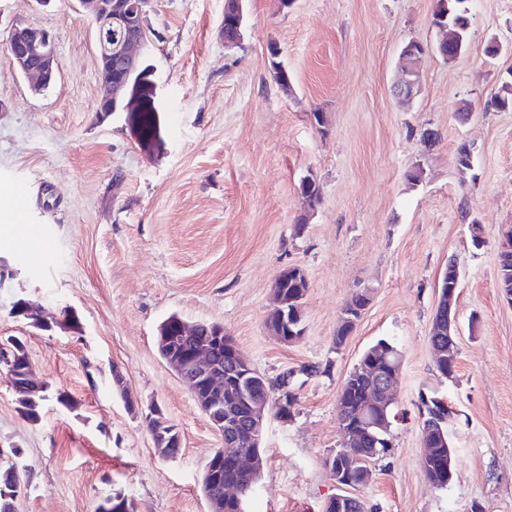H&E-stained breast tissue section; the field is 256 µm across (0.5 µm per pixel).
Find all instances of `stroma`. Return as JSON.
Segmentation results:
<instances>
[{"instance_id": "35a3bbf8", "label": "stroma", "mask_w": 512, "mask_h": 512, "mask_svg": "<svg viewBox=\"0 0 512 512\" xmlns=\"http://www.w3.org/2000/svg\"><path fill=\"white\" fill-rule=\"evenodd\" d=\"M436 0H246L239 47L220 29L224 0H156L144 77L101 113L94 26L76 0H0V41L19 21L50 32L59 76L42 94L0 54V209L29 189L34 236L0 234L15 271L0 289V340L24 337L45 386L42 420L21 415L0 373V449H16L25 489L16 512H94L120 492L137 512H208L203 468L224 439L160 357L170 314L223 326L269 380L294 372L290 418L269 399L263 466L248 512H324L337 493L325 461L339 449L340 390L377 340L402 353L391 447L354 496L367 512H512V302L498 287V239L512 225V111L491 98L512 83V0H470L469 40L454 61L432 47ZM417 40L419 90L392 94L399 54ZM291 80L282 89L273 62ZM437 132L435 142L423 140ZM474 167L460 172L461 145ZM421 171L420 181L409 180ZM313 177L321 200L307 211ZM307 223H300V216ZM484 226L473 247L468 221ZM460 271L457 365L435 367L429 333L448 264ZM309 283L305 333L265 327L285 267ZM370 301L343 345L351 294ZM25 300L44 332L13 317ZM125 377L116 393L111 369ZM72 401L59 404V397ZM453 411L454 475L422 468L423 399ZM158 405L180 434L172 459L144 416Z\"/></svg>"}]
</instances>
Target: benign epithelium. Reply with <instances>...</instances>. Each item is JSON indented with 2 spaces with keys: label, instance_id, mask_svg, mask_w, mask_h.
Instances as JSON below:
<instances>
[{
  "label": "benign epithelium",
  "instance_id": "obj_1",
  "mask_svg": "<svg viewBox=\"0 0 512 512\" xmlns=\"http://www.w3.org/2000/svg\"><path fill=\"white\" fill-rule=\"evenodd\" d=\"M155 0H78L82 11L95 22L98 35V57L101 59L100 75L104 91L98 109L106 112L120 110L123 95L130 83L141 74V51L147 46L150 35L147 17ZM243 0H225L224 20L234 28V33L224 37V46L233 49L240 44V27L243 22ZM4 51L8 56L13 73L26 78L32 92L38 94L58 79L55 66L56 49L52 36L45 30L19 23L12 27L5 42ZM423 51L408 44L402 49L399 78L393 86L394 97L410 101L417 92L416 64ZM288 279V269L277 275L273 284V299L267 315L276 316V324H268L271 334L283 343L296 341V333L284 331L288 314L303 315L304 297H288L282 291ZM433 339L431 346L440 364L456 361L457 299L456 290L440 292L438 307L432 320ZM448 337V347H443V337ZM180 342L189 350L180 355H170L167 363L192 388L201 409L216 429L231 441L241 442L243 438L235 428L230 416L224 415V374L230 372L237 377L239 385L248 391L256 385L255 370L244 358L224 365L219 354V342H202L196 335V327L180 322ZM401 370L400 363L379 371L365 364L356 365L355 377L369 378L374 383L369 387L364 401L355 412L361 426H350L340 431L343 446L354 448L369 439H375L372 430L380 428L374 412L395 401L394 383ZM447 417L435 416L422 432L423 456L431 453L430 436L445 439L442 425Z\"/></svg>",
  "mask_w": 512,
  "mask_h": 512
}]
</instances>
